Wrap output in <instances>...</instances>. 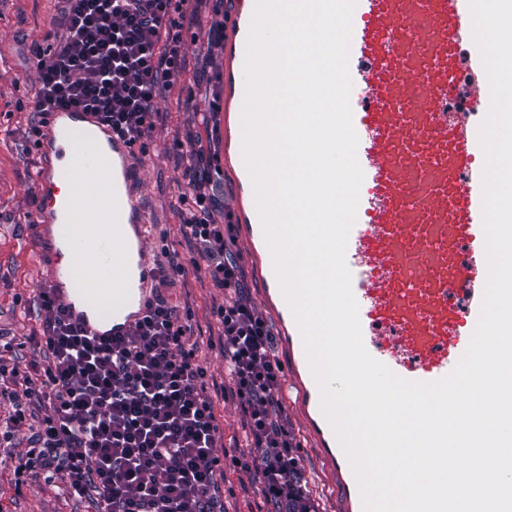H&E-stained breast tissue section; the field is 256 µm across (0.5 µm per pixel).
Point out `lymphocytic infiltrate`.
Masks as SVG:
<instances>
[{"instance_id":"1","label":"lymphocytic infiltrate","mask_w":512,"mask_h":512,"mask_svg":"<svg viewBox=\"0 0 512 512\" xmlns=\"http://www.w3.org/2000/svg\"><path fill=\"white\" fill-rule=\"evenodd\" d=\"M54 48L37 51L40 85L34 117L93 110L129 145L147 153L154 102L182 71L186 0H65ZM181 158L189 177L179 201L188 257L167 253L158 293L123 336L98 340L69 321L51 289H40V330L30 341L45 361L6 365L0 446L26 434L16 477L44 471L68 498L93 497L96 512H224L216 453L219 425L197 344L186 341L181 311L161 290L187 270H208L224 292L218 309L230 390L248 417L253 473L270 512L296 497L290 467L297 444L284 419L283 368L275 336L241 285L231 252L232 224H219L217 150L190 140ZM50 409L30 423L26 407Z\"/></svg>"}]
</instances>
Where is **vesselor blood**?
<instances>
[{"label": "vessel or blood", "mask_w": 512, "mask_h": 512, "mask_svg": "<svg viewBox=\"0 0 512 512\" xmlns=\"http://www.w3.org/2000/svg\"><path fill=\"white\" fill-rule=\"evenodd\" d=\"M251 20L237 17L224 71V94L243 102ZM473 39L469 0H356L348 67L350 106L364 178L346 264L367 351L398 377L431 383L448 375L468 348L488 280L479 131L490 109L462 119L448 112L459 48ZM42 153L58 162L40 177L41 215L55 220L66 258L52 256L49 286L87 334H126L147 311L151 226L133 200L134 150L89 112L47 117ZM66 191H59V184ZM237 209L255 247L264 244L248 170L238 175ZM113 248L110 269L92 253ZM263 300L286 329L288 379L309 432L339 475L349 512H364L351 464L321 411L301 330L267 260Z\"/></svg>", "instance_id": "1"}]
</instances>
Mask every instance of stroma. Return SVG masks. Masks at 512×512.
Instances as JSON below:
<instances>
[{
    "mask_svg": "<svg viewBox=\"0 0 512 512\" xmlns=\"http://www.w3.org/2000/svg\"><path fill=\"white\" fill-rule=\"evenodd\" d=\"M58 8L57 0H0V129L12 132L11 137L0 140V340L14 342L11 357L16 362L29 361L34 355L32 347L22 345L21 340L39 327L37 290L48 283L44 256L55 249L49 228L26 223L25 215L36 209L35 179L27 167L28 154L37 150L29 126L31 100L38 88L35 48L46 45L47 34L56 32ZM236 12L233 4L220 11L206 7L199 17L185 19L184 68L179 83L193 91L194 107L185 109L174 91L156 101L155 128L138 182L142 204L153 224L152 255L165 248L184 249L176 201L186 190L188 179L168 147L174 138L203 131L209 101L223 93V55L207 64L202 56L209 28L224 23L225 36H232ZM165 294L174 304L192 311L191 334L201 341L199 357L208 370V393L216 398L222 445L229 451L246 452L244 411L237 399L221 393L224 355L216 345L220 326L215 316L223 299L221 290L208 276L190 271L176 277ZM285 413L318 512H343L336 481L298 407L286 405ZM221 493L227 512H266L257 485L246 472L225 468ZM94 510L91 499L59 497L54 484L43 476H28L19 486L12 468H0V512Z\"/></svg>",
    "mask_w": 512,
    "mask_h": 512,
    "instance_id": "1",
    "label": "stroma"
}]
</instances>
